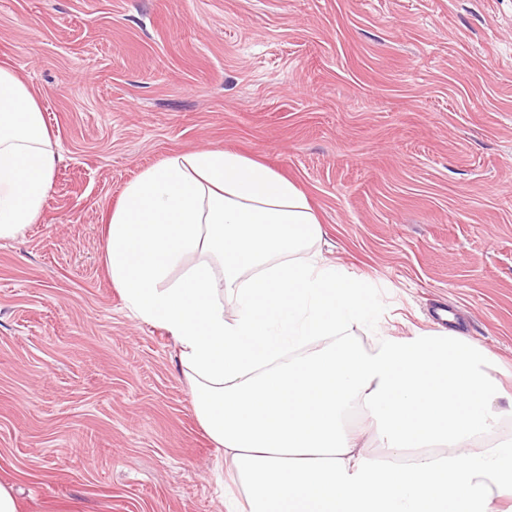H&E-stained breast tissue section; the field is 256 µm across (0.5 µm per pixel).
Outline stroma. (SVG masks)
<instances>
[{
	"label": "stroma",
	"instance_id": "obj_1",
	"mask_svg": "<svg viewBox=\"0 0 512 512\" xmlns=\"http://www.w3.org/2000/svg\"><path fill=\"white\" fill-rule=\"evenodd\" d=\"M58 144L0 240V481L22 512H225L177 347L105 268L129 181L224 149L297 184L396 338L446 305L512 388V0H0Z\"/></svg>",
	"mask_w": 512,
	"mask_h": 512
}]
</instances>
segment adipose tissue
Instances as JSON below:
<instances>
[{
	"label": "adipose tissue",
	"mask_w": 512,
	"mask_h": 512,
	"mask_svg": "<svg viewBox=\"0 0 512 512\" xmlns=\"http://www.w3.org/2000/svg\"><path fill=\"white\" fill-rule=\"evenodd\" d=\"M58 158L36 98L0 67L1 240L36 223ZM322 237L297 185L226 150L146 168L109 218L110 280L175 342L226 512H496L512 437L486 435L512 393L455 332L380 334L371 352L348 340L369 289L324 261ZM369 435L386 460L366 457Z\"/></svg>",
	"instance_id": "1"
}]
</instances>
